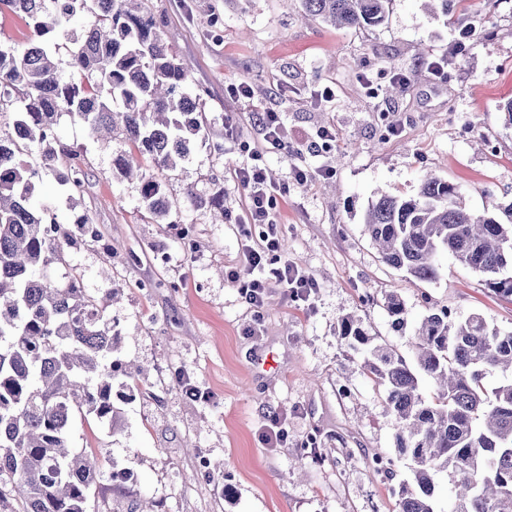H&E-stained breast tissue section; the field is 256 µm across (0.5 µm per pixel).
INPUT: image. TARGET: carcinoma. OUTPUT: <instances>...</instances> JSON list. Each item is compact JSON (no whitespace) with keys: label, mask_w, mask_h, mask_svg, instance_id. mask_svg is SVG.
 Here are the masks:
<instances>
[{"label":"carcinoma","mask_w":512,"mask_h":512,"mask_svg":"<svg viewBox=\"0 0 512 512\" xmlns=\"http://www.w3.org/2000/svg\"><path fill=\"white\" fill-rule=\"evenodd\" d=\"M143 0H0L32 28L23 50L0 44V512H87L100 457L71 442L77 416L113 426L112 361L118 330L108 316L114 291L87 294L76 275L52 281L45 271L68 265L71 250L98 238L86 215L67 226L50 219L33 198L47 169L57 191L74 199L86 162L59 139L66 114L93 134L119 133L128 150L113 160L122 176L151 161L162 170L191 162L208 126L201 95L189 88V66L162 39L161 21ZM304 14L337 29L382 24L389 0H300ZM80 12L94 17L76 36L60 31ZM68 48L80 83L64 82L55 63ZM200 207L224 216V196ZM155 224H176L173 202L155 180L141 183ZM485 216L468 210L458 188L433 173L409 197L381 194L364 215V233L383 262L409 280L439 279L441 257L452 256L484 277L495 296L512 301V202ZM385 310L395 327L407 323L402 295ZM340 336L364 349L361 372L395 417V454L373 458L378 471L408 461L399 512H437L434 477L454 484L449 512H512V329L491 326L479 313L429 312L414 335L409 362L346 318ZM505 378L488 384L491 373ZM433 391L424 394L421 381Z\"/></svg>","instance_id":"carcinoma-1"}]
</instances>
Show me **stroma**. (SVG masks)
I'll return each mask as SVG.
<instances>
[{
	"label": "stroma",
	"mask_w": 512,
	"mask_h": 512,
	"mask_svg": "<svg viewBox=\"0 0 512 512\" xmlns=\"http://www.w3.org/2000/svg\"><path fill=\"white\" fill-rule=\"evenodd\" d=\"M163 19L162 37L191 67L210 120L208 140L192 163L174 171L145 165L160 180L188 231L184 240L151 223L141 202L142 179L126 180L113 158L121 136L94 139L61 117L58 133L84 153L88 176L66 203L46 174L39 199L62 218L88 215L95 242L70 252L69 272L91 295L116 292L110 317L121 331L113 354L117 425L88 420L72 432L75 449L100 453L105 475L91 490L88 512H398L405 463L375 470V454L392 452L396 421L359 369V355L339 335L343 318L361 319L378 342L412 357V336L432 309L512 328V302L493 295L481 275L452 258L433 283L412 284L384 263L364 234V214L378 193L414 195L429 172L456 184L466 207L493 215L512 201V127L500 106L512 98V0H449L433 13L426 0H390L384 25L339 30L301 21L299 0H146ZM477 19L466 48L456 27ZM442 57L448 78L420 69ZM369 68L372 89L359 82ZM413 72L410 86L393 77ZM247 82L250 99L229 92ZM335 85L332 101L317 98ZM280 112L292 144L336 129L337 147L322 155L265 156L269 176L288 184L280 205L283 249L317 282L308 306L271 289L253 308L226 278L243 259L236 224L215 221L184 197L187 186L207 197L223 193L225 211L243 193L230 172L242 160L239 139L253 140L255 113ZM400 118L399 136L386 127ZM238 139L224 134L225 119ZM332 169V177L290 182L292 165ZM407 303L406 325L393 329L384 303L391 292ZM263 333L250 335L254 322ZM204 392L192 401L179 375ZM287 416L288 445L269 448L262 432L273 414ZM115 468L134 481L108 480Z\"/></svg>",
	"instance_id": "obj_1"
}]
</instances>
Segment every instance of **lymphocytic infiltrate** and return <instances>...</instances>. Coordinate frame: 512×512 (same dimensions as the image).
<instances>
[{"instance_id": "1", "label": "lymphocytic infiltrate", "mask_w": 512, "mask_h": 512, "mask_svg": "<svg viewBox=\"0 0 512 512\" xmlns=\"http://www.w3.org/2000/svg\"><path fill=\"white\" fill-rule=\"evenodd\" d=\"M255 124L263 142L259 145L240 142L239 149L245 159L233 170L234 184L244 193V209L234 218L244 239V262L229 270L227 278L240 296L255 308L262 306L268 288L273 286L282 288L290 301L305 303L317 284L299 265L280 255L281 228L273 212L287 188L269 180L264 163L266 152L287 147L288 136L280 113H257Z\"/></svg>"}]
</instances>
